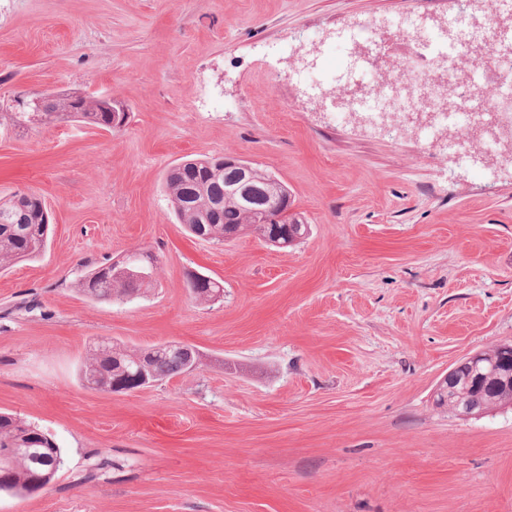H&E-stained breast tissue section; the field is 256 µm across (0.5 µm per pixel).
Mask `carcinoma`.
<instances>
[{"label": "carcinoma", "instance_id": "1", "mask_svg": "<svg viewBox=\"0 0 512 512\" xmlns=\"http://www.w3.org/2000/svg\"><path fill=\"white\" fill-rule=\"evenodd\" d=\"M66 97L59 98L51 112L41 117L48 122L77 120L93 127L108 123L105 112H82L75 116L65 111ZM166 188L172 207L193 237L210 236L212 242L224 241V234L236 232L249 222V217L234 202H224V172L204 171L194 165H185L166 179ZM49 234V223L38 204L33 201L9 199L0 204V270L19 262L36 258L44 251ZM112 282V267L101 265L80 283L82 292L94 299L107 300L116 294L125 296L146 290L151 282L130 278L115 285L112 292L103 288ZM121 345L107 341L94 346L80 366L81 380L94 385V390L106 392L112 381L122 374L116 357ZM157 381L174 378L182 372V362L172 353H162L152 362ZM34 424L14 413L0 412V450L12 449L5 467H0V493L23 496L29 493V484L37 471L53 480L63 467L61 448L53 437L42 440L36 447L28 433Z\"/></svg>", "mask_w": 512, "mask_h": 512}]
</instances>
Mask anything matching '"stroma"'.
Instances as JSON below:
<instances>
[{
	"label": "stroma",
	"mask_w": 512,
	"mask_h": 512,
	"mask_svg": "<svg viewBox=\"0 0 512 512\" xmlns=\"http://www.w3.org/2000/svg\"><path fill=\"white\" fill-rule=\"evenodd\" d=\"M457 0H0V200L43 196L44 255L0 272V409L51 433L64 465L0 512H512V407L463 419L435 389L463 357L512 344V162L336 121L310 68L365 74L369 26L437 38ZM309 32L320 41L306 40ZM109 95L104 132L19 127L44 93ZM239 156L288 188L311 226L189 237L165 185L184 158ZM141 250L150 290L96 301L78 284ZM224 294L195 302L188 271ZM108 339L181 341L187 375L133 393L86 388Z\"/></svg>",
	"instance_id": "1"
}]
</instances>
